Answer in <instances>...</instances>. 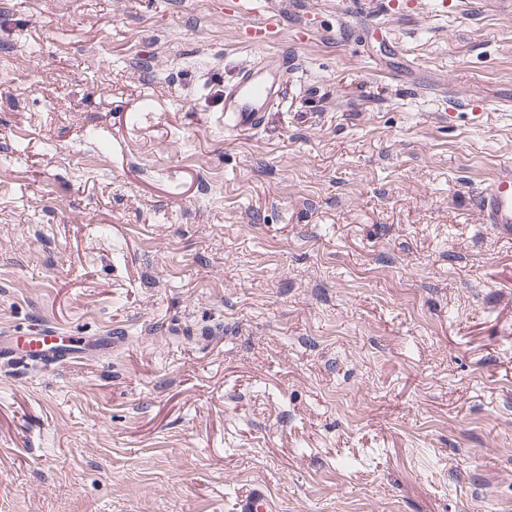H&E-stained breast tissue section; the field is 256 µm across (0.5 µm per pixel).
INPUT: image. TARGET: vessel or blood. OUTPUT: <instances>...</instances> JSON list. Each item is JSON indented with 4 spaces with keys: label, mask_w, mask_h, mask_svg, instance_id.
Segmentation results:
<instances>
[{
    "label": "vessel or blood",
    "mask_w": 512,
    "mask_h": 512,
    "mask_svg": "<svg viewBox=\"0 0 512 512\" xmlns=\"http://www.w3.org/2000/svg\"><path fill=\"white\" fill-rule=\"evenodd\" d=\"M235 11L248 19L250 40L263 44L281 31L283 5L273 0H235ZM295 60L281 53L276 63L257 61L244 69L224 88V128L240 134L264 126L271 110L288 98V76ZM482 223L496 229L499 238L512 239V168L500 169L478 196ZM122 342L119 336H61L53 341L34 337L32 344L20 346L7 336H0V362H21L29 367L63 368L94 354H106ZM239 512H273L267 491L256 488L238 505Z\"/></svg>",
    "instance_id": "b4317fda"
}]
</instances>
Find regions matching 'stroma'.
Masks as SVG:
<instances>
[{
  "label": "stroma",
  "instance_id": "35a3bbf8",
  "mask_svg": "<svg viewBox=\"0 0 512 512\" xmlns=\"http://www.w3.org/2000/svg\"><path fill=\"white\" fill-rule=\"evenodd\" d=\"M299 0H0V512H512V17ZM296 58L263 128L224 86ZM235 12L245 19H252L247 30L250 32V40L255 44H263L271 39L272 35H277L281 32V17L284 11V5L288 1H281L276 5L273 2H263L258 0H237L233 1ZM262 9V10H259ZM263 13V18L257 19V12ZM481 223L497 230L498 238L512 239V168L500 169L478 196ZM49 338L50 342L46 339ZM56 339L57 341H54ZM27 346L20 347L9 336H0V361L22 362L26 367L63 368L88 355L106 354L123 342V336H29ZM34 342V345L31 343ZM21 351V352H20ZM238 508L239 512H273L274 510L267 491L260 487L242 499Z\"/></svg>",
  "mask_w": 512,
  "mask_h": 512
}]
</instances>
